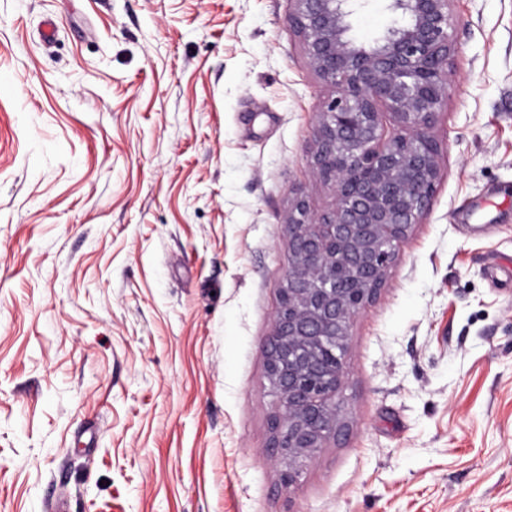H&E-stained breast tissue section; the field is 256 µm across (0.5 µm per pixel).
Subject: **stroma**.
Segmentation results:
<instances>
[{
	"instance_id": "35a3bbf8",
	"label": "stroma",
	"mask_w": 512,
	"mask_h": 512,
	"mask_svg": "<svg viewBox=\"0 0 512 512\" xmlns=\"http://www.w3.org/2000/svg\"><path fill=\"white\" fill-rule=\"evenodd\" d=\"M290 7L0 0V512H512V0H454L441 181L287 489L263 343L334 203Z\"/></svg>"
}]
</instances>
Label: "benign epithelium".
<instances>
[{"instance_id":"7a95c632","label":"benign epithelium","mask_w":512,"mask_h":512,"mask_svg":"<svg viewBox=\"0 0 512 512\" xmlns=\"http://www.w3.org/2000/svg\"><path fill=\"white\" fill-rule=\"evenodd\" d=\"M362 0H290L288 23L331 95L319 103L312 152L332 208L295 201L288 267L263 350L276 396L270 443L285 487L348 424L339 397L352 327L378 295L400 245L429 211L448 108L454 0H386L392 25L352 34Z\"/></svg>"}]
</instances>
